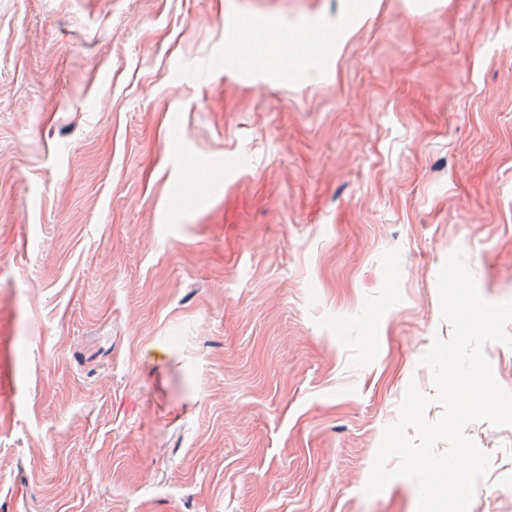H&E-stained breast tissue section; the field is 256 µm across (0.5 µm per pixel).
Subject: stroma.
Segmentation results:
<instances>
[{"mask_svg": "<svg viewBox=\"0 0 512 512\" xmlns=\"http://www.w3.org/2000/svg\"><path fill=\"white\" fill-rule=\"evenodd\" d=\"M457 248L512 300V0H0V512H417Z\"/></svg>", "mask_w": 512, "mask_h": 512, "instance_id": "1", "label": "stroma"}]
</instances>
